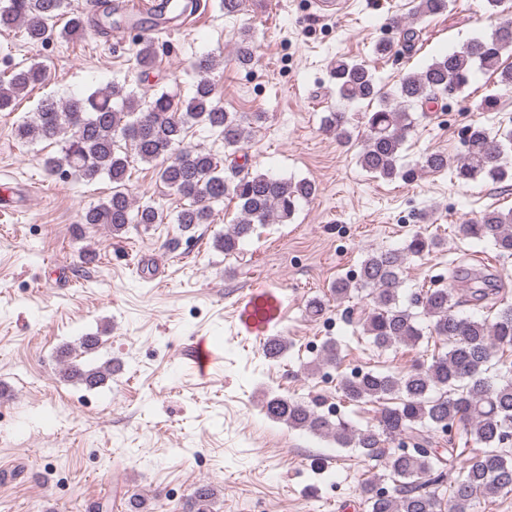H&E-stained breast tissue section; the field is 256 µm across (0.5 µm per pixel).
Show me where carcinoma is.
Returning <instances> with one entry per match:
<instances>
[{
  "instance_id": "1",
  "label": "carcinoma",
  "mask_w": 512,
  "mask_h": 512,
  "mask_svg": "<svg viewBox=\"0 0 512 512\" xmlns=\"http://www.w3.org/2000/svg\"><path fill=\"white\" fill-rule=\"evenodd\" d=\"M486 9L501 17L494 31L471 40L460 51L443 54L419 71L407 72L395 90L381 87L363 63L340 57L331 67L336 94L346 100L376 104L366 115L367 136L359 155L361 167L384 180H414L418 171L448 169V154L428 153L414 166L400 164L408 132L414 127L408 109L422 108L439 99L454 98L470 84L474 68L489 73L497 83L512 88V67L501 64L502 53L512 49V18L503 16V0H484ZM449 0H419L417 12L437 15L448 9ZM65 8V0H4L0 3V29L24 26L28 42L41 43ZM86 29L78 7L59 36H80ZM158 56L156 43L148 38L136 43L134 61L145 74ZM242 67L254 61L249 32H243L236 49ZM212 56L199 58V73L193 95L180 102L169 93L149 98L118 84L99 88L85 97L64 101L41 100L31 119L16 123L20 140L62 141L59 154L44 158L50 176L72 173L92 182L105 175L112 194L82 215L81 223L102 224L119 235L131 226L164 223L163 211L151 202L135 204L127 190L128 155L119 141L143 162L158 167L159 180L188 201L176 218L182 232L210 223L213 204L226 196L237 202L235 223L215 238L214 245L226 255L255 231V225L292 218L300 201L316 193L313 181H291L252 172L237 161L236 154L251 138L253 124L263 113L243 115L226 112L214 99L209 74L215 69ZM46 73L38 63L0 77V112H12L16 100L28 89L44 83ZM326 126L343 143L352 140L349 120L343 112H332ZM203 126L218 135L224 148L226 169H218L215 154L186 143L188 133ZM512 133L499 137L483 125H472L457 158L456 178L470 182L477 177L493 181L512 180V163L505 143ZM462 238L512 252V209L489 210L457 226ZM442 246L440 239L419 232L398 250L371 251L360 263L358 276L339 278L330 288L336 302L344 303L365 293L368 303L356 307L355 327L360 337L377 348L416 345L424 334L436 336L448 349L432 355L431 362L403 372L367 370L341 380L339 390L350 402L376 404L375 423L361 426L333 420L317 406L281 394L264 402L266 416L288 427L325 438L341 448H353L366 461L375 462L379 473L365 479L360 494L367 512H484L482 504L512 491V364L500 353L512 352V303L499 288H470L465 299L446 286L417 290L407 302L400 299V275L404 261L422 257ZM496 308L493 318L479 317L465 306ZM288 339L271 336L263 354L272 360L288 355ZM341 359L340 343H324L320 358L305 366L312 374ZM111 366L85 369L73 363L62 377L88 386L103 382ZM460 427L465 447H433L437 431ZM215 496L208 484L199 486L192 502L196 512H206Z\"/></svg>"
}]
</instances>
